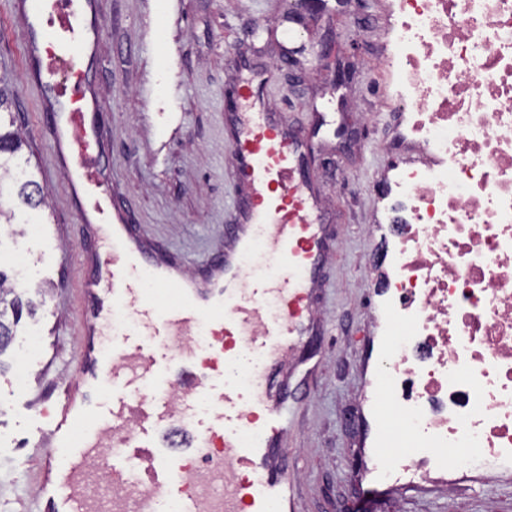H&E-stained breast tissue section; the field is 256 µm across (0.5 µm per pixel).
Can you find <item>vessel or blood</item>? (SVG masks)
<instances>
[{"label": "vessel or blood", "mask_w": 512, "mask_h": 512, "mask_svg": "<svg viewBox=\"0 0 512 512\" xmlns=\"http://www.w3.org/2000/svg\"><path fill=\"white\" fill-rule=\"evenodd\" d=\"M98 0H12L21 55L37 65L35 85L54 169L68 176L90 247L77 315L84 345L57 397L36 400L42 461L33 512H159L152 492L180 512H279L295 501V478L282 465L294 429L288 364L316 320L313 290L329 251L322 206L303 170V142L267 111L261 86L236 85L233 162L243 195L240 217L212 256L188 270L181 254L158 249L113 193L97 150L104 134L91 118L95 83L73 86L56 60H96L103 25ZM262 246L274 274L242 285V260ZM153 289H146V282ZM138 318L140 335L118 353L100 336L111 311ZM221 337L225 375L212 383L186 340L198 328ZM147 336L180 350L162 361ZM247 352L261 365L241 364ZM206 398V422L187 428Z\"/></svg>", "instance_id": "vessel-or-blood-1"}]
</instances>
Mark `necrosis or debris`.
Here are the masks:
<instances>
[{
  "mask_svg": "<svg viewBox=\"0 0 512 512\" xmlns=\"http://www.w3.org/2000/svg\"><path fill=\"white\" fill-rule=\"evenodd\" d=\"M379 59L419 162L390 167L397 238L378 384L411 447L512 471V0H388Z\"/></svg>",
  "mask_w": 512,
  "mask_h": 512,
  "instance_id": "obj_1",
  "label": "necrosis or debris"
}]
</instances>
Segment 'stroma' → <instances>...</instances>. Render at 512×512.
Listing matches in <instances>:
<instances>
[{
	"label": "stroma",
	"instance_id": "35a3bbf8",
	"mask_svg": "<svg viewBox=\"0 0 512 512\" xmlns=\"http://www.w3.org/2000/svg\"><path fill=\"white\" fill-rule=\"evenodd\" d=\"M99 0L105 33L96 70L100 125L112 190L134 223L189 263L207 260L237 218V174L227 116L237 80L262 68L271 111L308 144L309 177L328 204L330 251L318 288L315 336L297 349L316 368L292 376L299 401L286 463L297 477L296 512H512V473L490 471L445 490L440 481L388 487L365 481L378 421L393 400L377 385L387 340L376 321L390 234L372 233L387 154L400 115L376 67L387 38L384 0ZM0 88L13 99L20 162L44 187L33 210L6 192L0 242L38 225L16 293L33 300L0 354V512H24L37 462H26L37 423L30 397L53 394L81 336L75 293L81 223L66 177L51 165L49 137L24 74L18 24L0 0Z\"/></svg>",
	"mask_w": 512,
	"mask_h": 512
}]
</instances>
